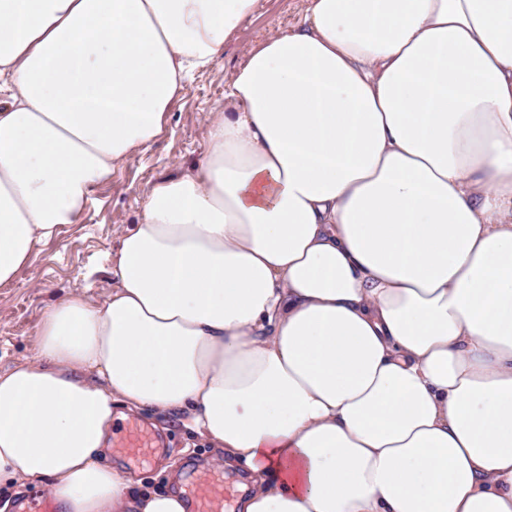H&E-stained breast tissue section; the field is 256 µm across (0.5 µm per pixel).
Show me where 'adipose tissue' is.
Wrapping results in <instances>:
<instances>
[{
    "mask_svg": "<svg viewBox=\"0 0 512 512\" xmlns=\"http://www.w3.org/2000/svg\"><path fill=\"white\" fill-rule=\"evenodd\" d=\"M256 3L0 0L1 286ZM111 262L0 373V485L187 512L108 462L122 407L186 415L239 512H512V0H305Z\"/></svg>",
    "mask_w": 512,
    "mask_h": 512,
    "instance_id": "obj_1",
    "label": "adipose tissue"
}]
</instances>
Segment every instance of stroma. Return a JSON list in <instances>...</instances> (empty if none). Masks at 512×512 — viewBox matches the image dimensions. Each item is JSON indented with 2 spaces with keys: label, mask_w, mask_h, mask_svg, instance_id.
Wrapping results in <instances>:
<instances>
[{
  "label": "stroma",
  "mask_w": 512,
  "mask_h": 512,
  "mask_svg": "<svg viewBox=\"0 0 512 512\" xmlns=\"http://www.w3.org/2000/svg\"><path fill=\"white\" fill-rule=\"evenodd\" d=\"M304 7V0H258L254 13L225 44L223 57L185 84L171 105L166 134L114 171L110 182L94 190L86 210L73 223L60 225L57 236L36 249L13 283L0 287V371L33 356L41 317L49 306L76 291L98 299L111 291L114 277L108 257L121 232L136 224L144 190L198 163L207 146L208 113L223 102L224 87L247 49L262 40L271 24H295ZM137 419L149 422L165 446L146 465L115 456L114 467L149 479L162 461L174 459L184 475L211 472L212 449L177 413L148 411Z\"/></svg>",
  "instance_id": "1"
}]
</instances>
